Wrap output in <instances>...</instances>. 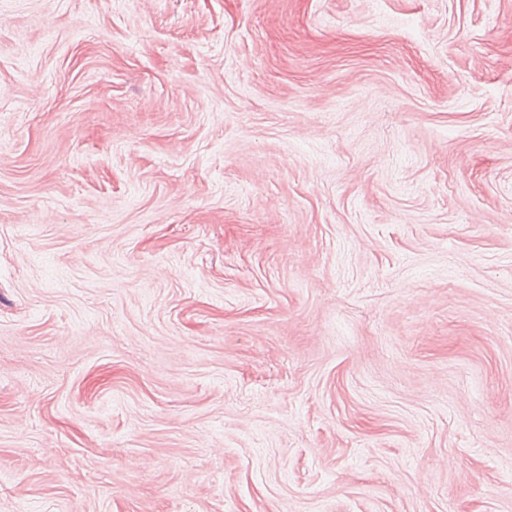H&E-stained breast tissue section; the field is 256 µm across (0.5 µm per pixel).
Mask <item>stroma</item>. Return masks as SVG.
Here are the masks:
<instances>
[{"mask_svg":"<svg viewBox=\"0 0 512 512\" xmlns=\"http://www.w3.org/2000/svg\"><path fill=\"white\" fill-rule=\"evenodd\" d=\"M0 512H512V0H0Z\"/></svg>","mask_w":512,"mask_h":512,"instance_id":"obj_1","label":"stroma"}]
</instances>
